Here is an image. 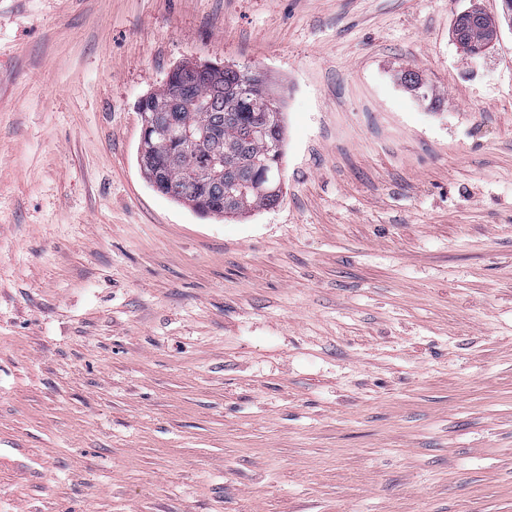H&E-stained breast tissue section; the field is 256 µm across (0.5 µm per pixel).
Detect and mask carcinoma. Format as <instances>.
I'll use <instances>...</instances> for the list:
<instances>
[{
  "label": "carcinoma",
  "mask_w": 512,
  "mask_h": 512,
  "mask_svg": "<svg viewBox=\"0 0 512 512\" xmlns=\"http://www.w3.org/2000/svg\"><path fill=\"white\" fill-rule=\"evenodd\" d=\"M494 19L458 28L470 44L480 45ZM249 69L202 65V74L182 83L171 81L138 103L155 114L152 128L138 147V159L149 181L173 201L189 205L203 217L245 215L270 208L281 195L280 165L284 156L285 126L279 110L267 108L259 91L249 87ZM403 83L430 104L439 103L432 86L408 72ZM216 131L204 139L202 154L224 163L214 177L200 161L187 171L183 138Z\"/></svg>",
  "instance_id": "carcinoma-1"
}]
</instances>
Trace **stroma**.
Listing matches in <instances>:
<instances>
[{
    "mask_svg": "<svg viewBox=\"0 0 512 512\" xmlns=\"http://www.w3.org/2000/svg\"><path fill=\"white\" fill-rule=\"evenodd\" d=\"M474 7L0 0V512H512V28L469 59ZM187 61L267 76L277 206L140 169Z\"/></svg>",
    "mask_w": 512,
    "mask_h": 512,
    "instance_id": "stroma-1",
    "label": "stroma"
}]
</instances>
